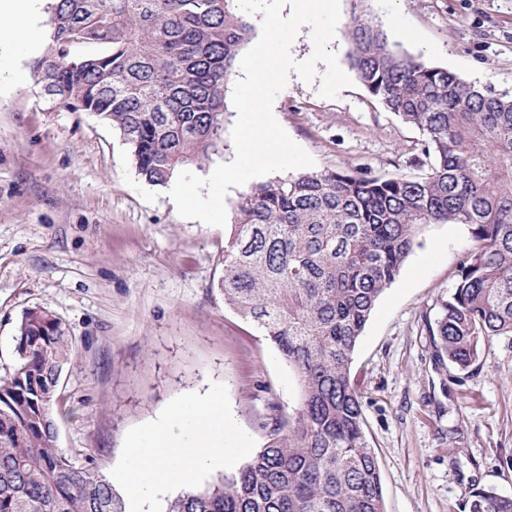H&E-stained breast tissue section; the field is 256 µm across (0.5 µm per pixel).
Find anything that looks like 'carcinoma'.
<instances>
[{
    "instance_id": "carcinoma-1",
    "label": "carcinoma",
    "mask_w": 512,
    "mask_h": 512,
    "mask_svg": "<svg viewBox=\"0 0 512 512\" xmlns=\"http://www.w3.org/2000/svg\"><path fill=\"white\" fill-rule=\"evenodd\" d=\"M33 76L55 103L116 127L139 174L165 186L223 144L225 88L253 26L235 0H54ZM348 60L383 108L416 127L428 171L311 170L239 196L224 241V303L280 352L298 407L264 418L266 442L236 472L169 499L165 512H385L353 355L383 293L429 224H464L473 246L440 313L434 355L465 370L512 336V94L397 50L361 14ZM0 377V512H126L102 474L57 446L54 398L73 345L45 306L17 326ZM469 512H512L474 488Z\"/></svg>"
}]
</instances>
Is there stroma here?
<instances>
[{"label":"stroma","mask_w":512,"mask_h":512,"mask_svg":"<svg viewBox=\"0 0 512 512\" xmlns=\"http://www.w3.org/2000/svg\"><path fill=\"white\" fill-rule=\"evenodd\" d=\"M361 13L396 49L512 91V0H340L330 48L348 69L343 24ZM0 49V377L27 309L48 307L73 353L56 394L58 446L110 475L127 432L174 397L226 386L232 415L263 446L259 417L291 413L297 381L224 305L225 229L179 216L168 187L139 175L119 130L55 106L19 35ZM288 82L274 116L317 170L419 173L422 136L360 82L333 99ZM471 246L462 224L420 233L379 298L351 378L381 470L386 512H468L474 488L512 495V336L467 369L435 364L426 324Z\"/></svg>","instance_id":"stroma-1"}]
</instances>
